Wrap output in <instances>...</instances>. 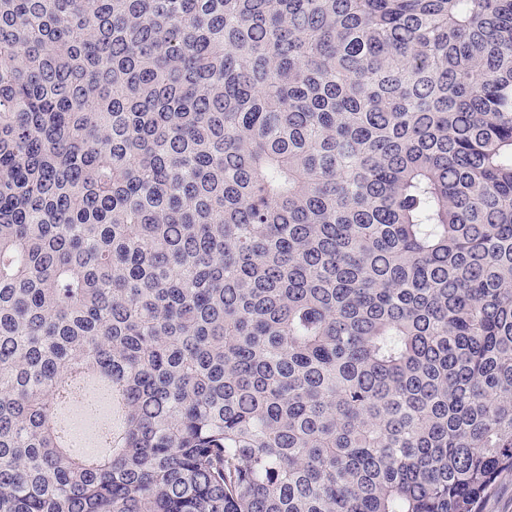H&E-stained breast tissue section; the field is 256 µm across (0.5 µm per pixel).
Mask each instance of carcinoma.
<instances>
[{
	"label": "carcinoma",
	"instance_id": "1",
	"mask_svg": "<svg viewBox=\"0 0 512 512\" xmlns=\"http://www.w3.org/2000/svg\"><path fill=\"white\" fill-rule=\"evenodd\" d=\"M507 470L512 0H0V512H482Z\"/></svg>",
	"mask_w": 512,
	"mask_h": 512
}]
</instances>
